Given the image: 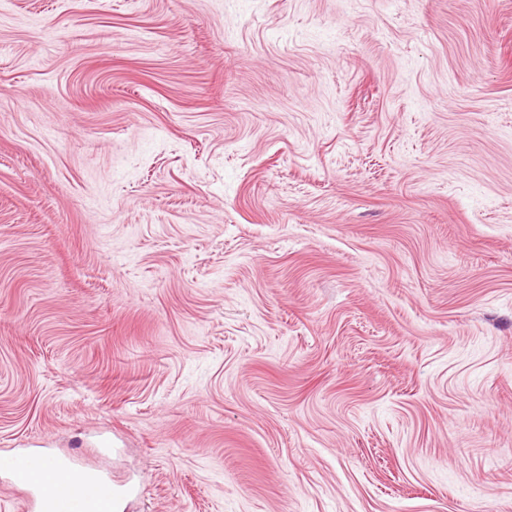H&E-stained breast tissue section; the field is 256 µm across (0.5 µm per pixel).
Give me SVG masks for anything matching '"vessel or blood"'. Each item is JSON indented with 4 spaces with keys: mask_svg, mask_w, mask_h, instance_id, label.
Returning <instances> with one entry per match:
<instances>
[{
    "mask_svg": "<svg viewBox=\"0 0 512 512\" xmlns=\"http://www.w3.org/2000/svg\"><path fill=\"white\" fill-rule=\"evenodd\" d=\"M0 473L24 488L33 512H116L121 499L110 476L38 452L0 454Z\"/></svg>",
    "mask_w": 512,
    "mask_h": 512,
    "instance_id": "b4317fda",
    "label": "vessel or blood"
}]
</instances>
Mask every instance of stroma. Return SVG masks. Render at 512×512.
<instances>
[{
	"label": "stroma",
	"mask_w": 512,
	"mask_h": 512,
	"mask_svg": "<svg viewBox=\"0 0 512 512\" xmlns=\"http://www.w3.org/2000/svg\"><path fill=\"white\" fill-rule=\"evenodd\" d=\"M121 512H512V0H0V451Z\"/></svg>",
	"instance_id": "stroma-1"
}]
</instances>
